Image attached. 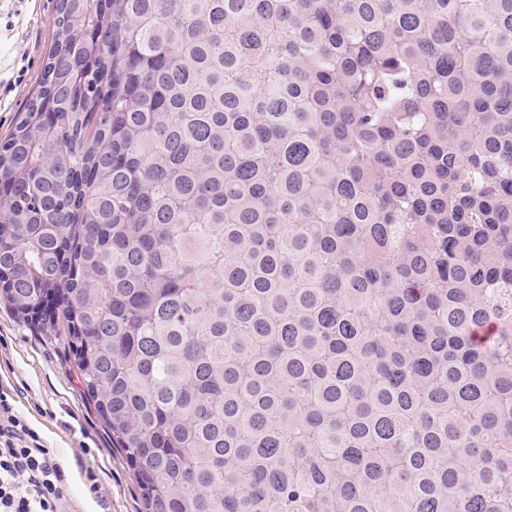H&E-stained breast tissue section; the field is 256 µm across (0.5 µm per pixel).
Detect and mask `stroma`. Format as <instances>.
<instances>
[{
    "label": "stroma",
    "mask_w": 512,
    "mask_h": 512,
    "mask_svg": "<svg viewBox=\"0 0 512 512\" xmlns=\"http://www.w3.org/2000/svg\"><path fill=\"white\" fill-rule=\"evenodd\" d=\"M56 0H0V139L22 112L46 62ZM0 384L71 473L73 512H141L135 473L116 451L73 369L47 338L32 335L0 305ZM99 479L89 493L85 469Z\"/></svg>",
    "instance_id": "stroma-1"
}]
</instances>
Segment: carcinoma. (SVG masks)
I'll list each match as a JSON object with an SVG mask.
<instances>
[{"label": "carcinoma", "mask_w": 512, "mask_h": 512, "mask_svg": "<svg viewBox=\"0 0 512 512\" xmlns=\"http://www.w3.org/2000/svg\"><path fill=\"white\" fill-rule=\"evenodd\" d=\"M0 272L143 512H512V0H57Z\"/></svg>", "instance_id": "1"}]
</instances>
